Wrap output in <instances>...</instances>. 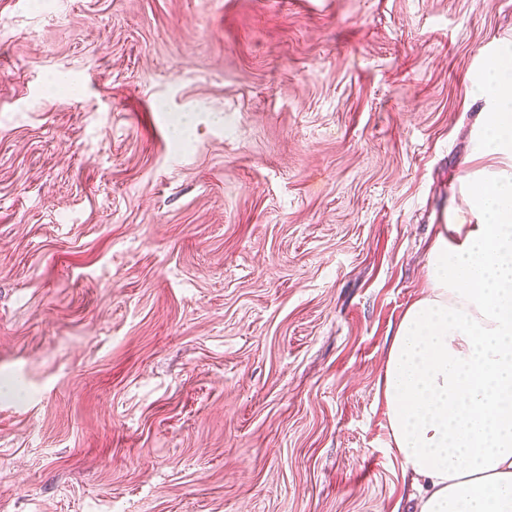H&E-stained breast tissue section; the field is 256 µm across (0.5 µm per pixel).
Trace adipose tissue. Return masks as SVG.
Masks as SVG:
<instances>
[{"mask_svg": "<svg viewBox=\"0 0 512 512\" xmlns=\"http://www.w3.org/2000/svg\"><path fill=\"white\" fill-rule=\"evenodd\" d=\"M483 90L489 153L512 160L511 58ZM466 190L479 221L446 219L378 384L415 512H512V169Z\"/></svg>", "mask_w": 512, "mask_h": 512, "instance_id": "1", "label": "adipose tissue"}]
</instances>
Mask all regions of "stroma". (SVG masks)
<instances>
[{
    "instance_id": "stroma-1",
    "label": "stroma",
    "mask_w": 512,
    "mask_h": 512,
    "mask_svg": "<svg viewBox=\"0 0 512 512\" xmlns=\"http://www.w3.org/2000/svg\"><path fill=\"white\" fill-rule=\"evenodd\" d=\"M510 50L512 0H0V512H412L379 378Z\"/></svg>"
}]
</instances>
